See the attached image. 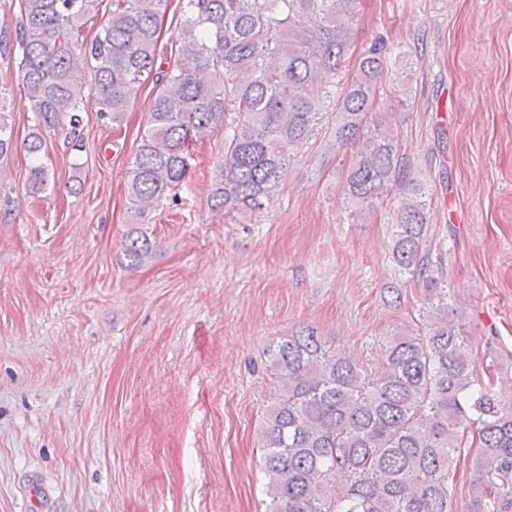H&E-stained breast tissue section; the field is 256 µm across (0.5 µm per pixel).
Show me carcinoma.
I'll list each match as a JSON object with an SVG mask.
<instances>
[{"label":"carcinoma","mask_w":512,"mask_h":512,"mask_svg":"<svg viewBox=\"0 0 512 512\" xmlns=\"http://www.w3.org/2000/svg\"><path fill=\"white\" fill-rule=\"evenodd\" d=\"M104 0H19V70L31 110L46 129L82 121L90 97L118 124L142 81L156 71L160 17L168 0H112L91 40L82 28ZM183 25L174 68L156 93L128 181L134 223L176 202L190 147L224 130V162L212 207L236 219L260 213L279 192L292 152L307 138L326 97L310 89L335 75L352 45L357 0H179ZM385 42L359 55L336 94L335 142L353 149L341 170L355 209L406 190L397 220L395 264L423 288L421 327L384 343L380 371L327 346L307 328L268 348L274 391L263 426L265 512H456L450 478L468 457L474 472L466 512H512V411L494 374H477L466 336L448 318L442 258L432 260L427 203L384 125L380 88ZM12 103L0 90V157L13 149ZM48 174L31 168L29 187ZM152 245L128 239L140 265ZM473 429L465 438V427Z\"/></svg>","instance_id":"obj_1"}]
</instances>
